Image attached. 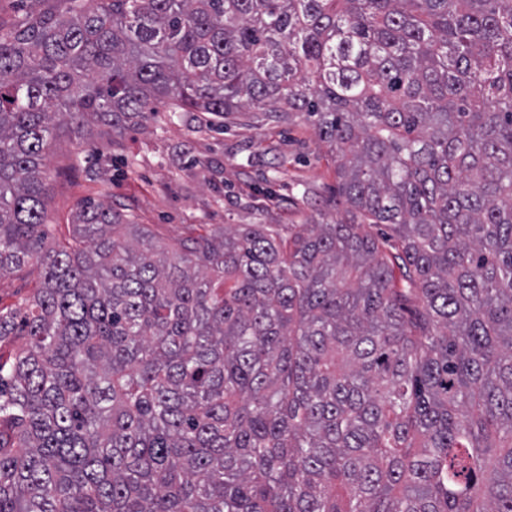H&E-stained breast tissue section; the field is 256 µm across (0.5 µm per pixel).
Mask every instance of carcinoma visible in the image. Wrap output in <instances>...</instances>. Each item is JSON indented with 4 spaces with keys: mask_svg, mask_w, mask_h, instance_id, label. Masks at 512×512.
I'll list each match as a JSON object with an SVG mask.
<instances>
[{
    "mask_svg": "<svg viewBox=\"0 0 512 512\" xmlns=\"http://www.w3.org/2000/svg\"><path fill=\"white\" fill-rule=\"evenodd\" d=\"M300 114L345 213L49 241L57 126ZM0 512H512V0H30L0 23ZM40 273L36 267L14 276L0 279V306H11L20 298L31 294L40 284Z\"/></svg>",
    "mask_w": 512,
    "mask_h": 512,
    "instance_id": "cac0c4a2",
    "label": "carcinoma"
}]
</instances>
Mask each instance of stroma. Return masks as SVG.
<instances>
[{"mask_svg": "<svg viewBox=\"0 0 512 512\" xmlns=\"http://www.w3.org/2000/svg\"><path fill=\"white\" fill-rule=\"evenodd\" d=\"M47 221L91 200L173 240L194 224H310L334 215L336 165L301 117L222 120L160 104L149 120L92 135L62 128L47 162Z\"/></svg>", "mask_w": 512, "mask_h": 512, "instance_id": "35a3bbf8", "label": "stroma"}]
</instances>
